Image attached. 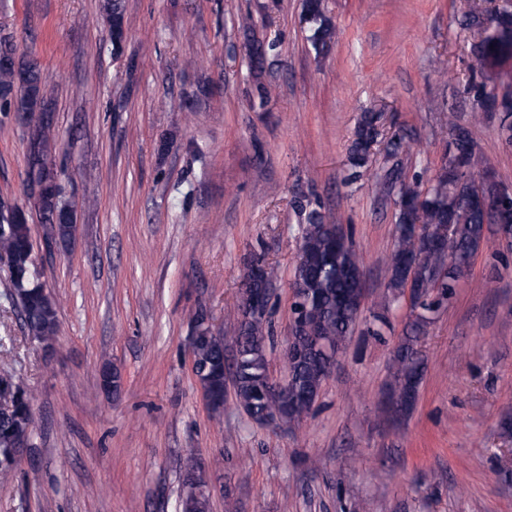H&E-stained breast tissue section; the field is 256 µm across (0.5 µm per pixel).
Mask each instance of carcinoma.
I'll return each mask as SVG.
<instances>
[{
    "label": "carcinoma",
    "mask_w": 512,
    "mask_h": 512,
    "mask_svg": "<svg viewBox=\"0 0 512 512\" xmlns=\"http://www.w3.org/2000/svg\"><path fill=\"white\" fill-rule=\"evenodd\" d=\"M104 9L112 49L119 51L126 39L123 0H107ZM302 22L315 56L326 54L336 39V25L323 0H304ZM470 25L478 28V44L482 48L478 62L485 79L470 80L468 90L476 91L479 106L489 109L490 100L498 94L487 88V81L499 82L506 88V96L512 93L508 91L512 87V18L489 11L485 16L474 15ZM276 49V42L252 35L248 57L256 75L262 74L267 56ZM0 110L15 113L18 122L31 129L27 171L30 193L46 229V240L63 243L76 230L75 210L62 199L57 171L46 165L55 142L47 76L37 62L16 57L14 47L7 42L0 44ZM380 119L378 112L361 113L349 148L350 173L346 181L356 180L361 170L372 164ZM449 125L446 160L425 189L419 180L409 182L402 177L401 134L394 133L386 144L387 157L393 164L385 184L399 181L401 186L395 201L396 240L384 267L383 312L374 314L373 321L389 324L388 314L404 297L408 281L422 289V301L412 309L420 308L423 313L416 316L410 335L392 358L387 413L401 418L411 409L409 399L417 394L423 372L414 342L428 323L425 313L435 311L455 295L461 277L487 245L491 219L485 203L499 188L496 180L482 175L489 166L471 131L453 121ZM294 207L304 216L305 226L291 283V312L306 307L307 321L319 328L322 338L331 344L342 343L360 321L355 305L359 299L361 258L351 238L327 221L318 203L304 196L294 201ZM416 224L423 225L426 231L419 238L413 232ZM439 228L448 230L446 257L431 245L427 234ZM0 261L7 268L6 288L18 306L28 336L36 342H53L58 331L57 303L40 282L29 216L22 210L0 209ZM255 262L257 259L253 258L245 263L240 274V319L236 336L232 337L235 400L254 421L259 416L278 413L281 419L299 424L312 409L305 399L320 394L329 365L315 350L308 334L301 331L285 348L287 388L280 390L271 384L264 324L247 317V303L252 293L266 287V280L275 276V270L268 266L265 273L259 274ZM194 356L196 364L206 369L204 381L215 402L224 405V337L199 342ZM0 399V475L5 477L15 462L13 450L24 443L32 414L27 395L5 369L0 370ZM210 509L207 498L185 497L179 502V512Z\"/></svg>",
    "instance_id": "carcinoma-1"
}]
</instances>
